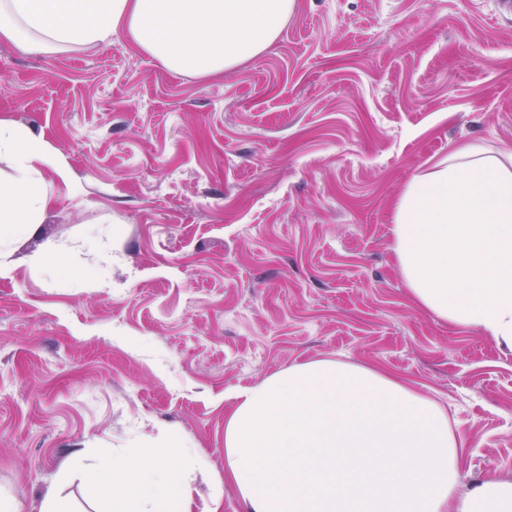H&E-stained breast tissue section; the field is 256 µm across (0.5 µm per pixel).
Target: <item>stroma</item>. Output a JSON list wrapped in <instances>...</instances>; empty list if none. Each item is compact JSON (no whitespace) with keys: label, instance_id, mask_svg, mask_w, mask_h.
<instances>
[{"label":"stroma","instance_id":"35a3bbf8","mask_svg":"<svg viewBox=\"0 0 512 512\" xmlns=\"http://www.w3.org/2000/svg\"><path fill=\"white\" fill-rule=\"evenodd\" d=\"M0 118L71 171L46 173L41 234L0 278V492L20 512L51 492L82 512L75 450L164 433L209 463L192 512H243L224 480L235 395L317 359L442 406L462 488L512 479V351L415 304L391 233L418 169L512 147L496 0H295L265 52L209 77L121 31L54 54L0 41ZM91 227L111 262L83 247ZM49 241L69 276L34 263Z\"/></svg>","mask_w":512,"mask_h":512}]
</instances>
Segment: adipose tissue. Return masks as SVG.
<instances>
[{
	"mask_svg": "<svg viewBox=\"0 0 512 512\" xmlns=\"http://www.w3.org/2000/svg\"><path fill=\"white\" fill-rule=\"evenodd\" d=\"M295 0H0V41L30 53L109 42L125 30L165 68L221 74L278 37ZM0 278L38 236L45 172L61 155L0 118ZM391 233L413 301L512 349V150L469 142L415 173ZM448 415L379 371L332 359L294 364L247 387L224 421V479L246 512H512V481L458 483ZM84 485L112 512H190L187 486L206 460L172 438L96 452Z\"/></svg>",
	"mask_w": 512,
	"mask_h": 512,
	"instance_id": "1",
	"label": "adipose tissue"
}]
</instances>
